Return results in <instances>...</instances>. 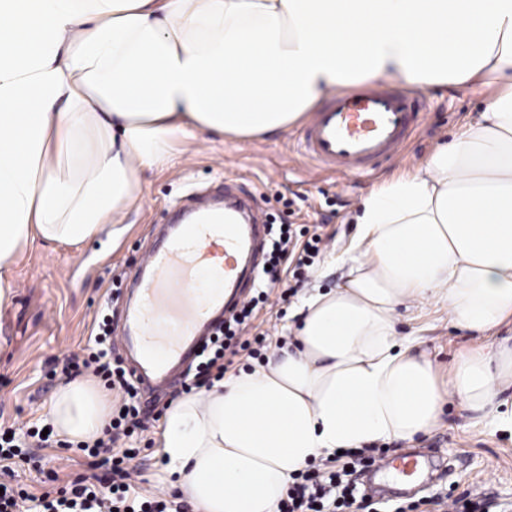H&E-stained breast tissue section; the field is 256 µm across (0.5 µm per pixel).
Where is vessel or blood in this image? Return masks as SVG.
I'll list each match as a JSON object with an SVG mask.
<instances>
[{"instance_id": "b4317fda", "label": "vessel or blood", "mask_w": 512, "mask_h": 512, "mask_svg": "<svg viewBox=\"0 0 512 512\" xmlns=\"http://www.w3.org/2000/svg\"><path fill=\"white\" fill-rule=\"evenodd\" d=\"M423 109V97L415 92L375 86L338 93L315 112L297 140L312 159L341 174L355 173L396 152ZM224 198L223 207L191 222L176 213L172 232L140 262L138 300L117 338L138 382H165L172 369L192 360L199 332L219 323L252 282L253 269L245 261L265 227L232 186H225ZM217 235L224 240V287L201 292L195 275Z\"/></svg>"}]
</instances>
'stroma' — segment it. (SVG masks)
<instances>
[{
  "label": "stroma",
  "instance_id": "35a3bbf8",
  "mask_svg": "<svg viewBox=\"0 0 512 512\" xmlns=\"http://www.w3.org/2000/svg\"><path fill=\"white\" fill-rule=\"evenodd\" d=\"M491 94L488 88L426 91L427 110L402 149L379 167L353 175L316 164L289 146L281 132L252 140L203 134L180 146L171 165L145 173L141 205L126 213L119 238L104 233L78 248L41 242L28 247L14 267L13 297L0 307V431H9L21 450L9 469H0V483L37 496L48 478L63 486L87 473L86 455L50 430V400L64 382L59 372L70 353L88 345L102 316L120 328L124 304L113 300L112 292L129 290L141 256L154 246L175 207L197 197L204 205L217 204L224 183L233 181L253 196L267 223L318 225L329 236L327 249L297 283L288 305L271 299L251 322L253 332H268L262 357L271 359L293 341L290 327L298 319L302 295L342 283L337 259L356 233L363 197L382 181L420 165L439 142L474 121ZM398 332L416 340L443 382L471 351L512 345L511 319L478 334L458 327L447 308L433 304L403 312ZM161 424L148 417L144 429L116 442L117 449L130 452L136 489L147 497L162 494L168 478L159 448ZM44 428L50 431L47 442L32 438V430ZM374 449L390 459L425 454L432 466L425 477L404 486L390 472H377L356 490L368 512H393L395 505L437 497L483 499L489 512H512V433L478 418L458 400L446 401L430 436L412 443L379 442Z\"/></svg>",
  "mask_w": 512,
  "mask_h": 512
}]
</instances>
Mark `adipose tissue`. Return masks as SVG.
<instances>
[{"label": "adipose tissue", "instance_id": "obj_1", "mask_svg": "<svg viewBox=\"0 0 512 512\" xmlns=\"http://www.w3.org/2000/svg\"><path fill=\"white\" fill-rule=\"evenodd\" d=\"M380 81L496 93L364 197L346 281L303 299L294 350L171 404L162 452L198 512H278L309 462L427 435L450 396L512 425V348L461 358L443 386L397 331L425 303L480 333L512 318V0H0V306L20 252L111 228L177 145L282 132ZM111 407L72 381L49 416L90 443Z\"/></svg>", "mask_w": 512, "mask_h": 512}]
</instances>
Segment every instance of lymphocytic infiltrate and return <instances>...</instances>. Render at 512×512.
<instances>
[{"mask_svg":"<svg viewBox=\"0 0 512 512\" xmlns=\"http://www.w3.org/2000/svg\"><path fill=\"white\" fill-rule=\"evenodd\" d=\"M326 246L327 240L321 233L310 232L306 227L274 230L268 266L258 273L253 296L211 340L199 363L201 375L210 380L223 377L227 370L226 357L236 355L238 350H246L253 357L260 355L267 341L265 334L243 340L236 334L237 327L246 324L258 305L268 302L272 290H279L280 301H287L295 292L291 279L303 277L313 258ZM111 335L110 322H99L92 344L71 354L61 373L71 378L89 370L103 379L110 390L116 391L121 404L110 427L128 436L140 427L138 392L121 361L111 354ZM112 441L108 435L82 447L87 457L106 456L112 473L111 496H102L92 477L83 475L68 485L51 487L35 500L24 489L5 487L0 492V512H28L33 502L37 503L39 512H185V504L175 505L158 495L139 498L130 456L125 451H113ZM376 461V456L348 450L326 459L323 465H308L294 475L286 498L279 504V512H358L351 472Z\"/></svg>","mask_w":512,"mask_h":512,"instance_id":"f902f5d3","label":"lymphocytic infiltrate"}]
</instances>
